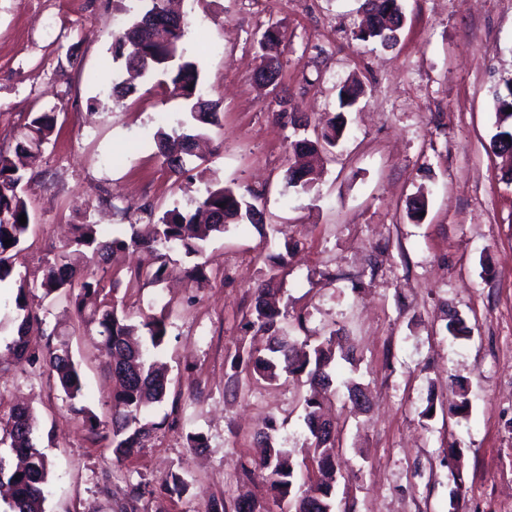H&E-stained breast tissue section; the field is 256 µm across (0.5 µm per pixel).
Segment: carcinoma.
<instances>
[{
	"mask_svg": "<svg viewBox=\"0 0 512 512\" xmlns=\"http://www.w3.org/2000/svg\"><path fill=\"white\" fill-rule=\"evenodd\" d=\"M170 0H149V5L127 29L115 37L113 56L125 62L127 72L137 76L161 73L168 77L167 92L189 102V112L182 125L186 131L169 135L161 130L154 135L158 154L174 171L184 169L185 159L193 155L196 140L210 126L220 122L219 104L204 98L196 64L186 57L183 38L187 22L169 26V18L178 13L168 7ZM367 26L356 38L393 43L403 19L399 0H365ZM362 93L361 85L352 82L341 88L340 105L352 106ZM502 121L512 118V80L496 93ZM56 127L55 118L47 112H36L25 125L15 154L24 155L30 165H36L41 147L50 141ZM344 118L327 119L314 138L290 143L296 154L318 156L337 146L343 136ZM494 151L512 155V131L500 130L492 140ZM26 169L8 154L0 152V285L15 290L14 307L0 319V333L9 331L5 347L17 365H39L65 394L70 412L84 430L94 436L101 434L110 440L112 455L117 462L146 447L152 437L174 422L147 420V411L167 394L169 379L162 368L151 361L153 351L161 348L168 336L164 313L145 315L134 322L110 293L106 292V269L92 264L109 254L129 248L142 250L147 261L138 275L158 282L169 274L164 251L173 247L187 256H200L208 241L224 232L229 222L265 225L264 212L245 196L229 186L210 188L199 201L198 210L210 214V219L198 223L195 217L184 215L178 208L165 211L148 224L130 225L128 236H107L100 225L90 222L73 225L72 235L48 262L38 279L15 271L14 257L25 242L32 224L28 200L23 193ZM286 181L308 191L316 181L312 167H290ZM26 223L20 224V215ZM10 239L12 244L3 241ZM267 278L254 289V304L242 319L246 333L267 335L269 355H255L243 347L232 356L230 379L238 381L242 369L250 376L274 381L286 373L306 376L311 387L327 391L333 385L336 360V332L332 331L312 341L309 337L292 336L281 326L288 319V309H279L267 301L274 291L285 255L271 258ZM41 291L44 299H65L75 310L86 328L91 344L101 353L112 378V417L103 421L88 406L82 404V380L79 364L73 359L67 343H53L51 336L29 334L32 322L39 320L30 306L29 296ZM304 422L311 443L304 449L316 465V480L299 481L296 464L288 449L277 444L271 431L258 434L262 448L259 457L243 466L245 476L259 477L269 483L279 512H309L306 505L317 504L314 512H333L332 497L336 486V425L321 415V403L311 395L303 397ZM35 419L30 408L18 403L6 414H0V487L10 491L9 512H45L44 488L48 483L50 461L46 449L35 442ZM160 489L180 494L186 489L181 474L172 472L159 483ZM151 493L149 484L139 481L130 485L124 501L115 512H140V502Z\"/></svg>",
	"mask_w": 512,
	"mask_h": 512,
	"instance_id": "carcinoma-1",
	"label": "carcinoma"
}]
</instances>
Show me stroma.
<instances>
[{"mask_svg": "<svg viewBox=\"0 0 512 512\" xmlns=\"http://www.w3.org/2000/svg\"><path fill=\"white\" fill-rule=\"evenodd\" d=\"M363 3L182 0L184 46L222 116L202 158L176 175L153 136L177 129L183 101L153 79L122 98L111 92L124 69L113 38L141 0H0V150L13 152L31 113L57 118L27 186L35 228L17 270L40 276L71 225L88 220L126 235L141 208L190 214L219 185L261 195L269 215L261 231L228 225L200 258L168 251L173 275L160 283L137 277L129 255L107 264V286L128 309L170 312L157 357L173 384L149 415L173 416L175 426L122 464L47 376L0 360V413L25 400L51 462L46 512H113L141 480L156 487L143 512H205L214 498L229 510L242 499L271 505L269 484L243 479L241 466L272 420L303 461L309 386L292 376L234 384L230 360L242 345L265 352V336L243 335L242 314L266 257L288 246L279 286L291 311L308 335L338 329L354 348V362L337 360V391L325 402L341 429L336 512H499L512 497V183L490 149L494 92L512 80V0H400L404 23L388 47L356 39ZM271 21L282 33L272 92L252 80ZM354 80L363 93L341 109L339 90ZM276 95L287 114L275 112ZM338 113L346 131L335 160L311 190L288 186L290 142ZM104 194L111 205L99 204ZM417 197L425 208L414 218ZM197 262L207 275L200 284L183 274ZM30 303L44 314L32 335L68 342L84 404L108 414L112 380L74 315L61 302ZM450 309L467 338L448 335ZM456 378L469 407L452 417ZM350 383L365 390V407H352ZM193 433L207 439L202 454L187 448ZM454 442L464 486L455 500L443 463ZM177 470L185 491L158 490Z\"/></svg>", "mask_w": 512, "mask_h": 512, "instance_id": "obj_1", "label": "stroma"}]
</instances>
